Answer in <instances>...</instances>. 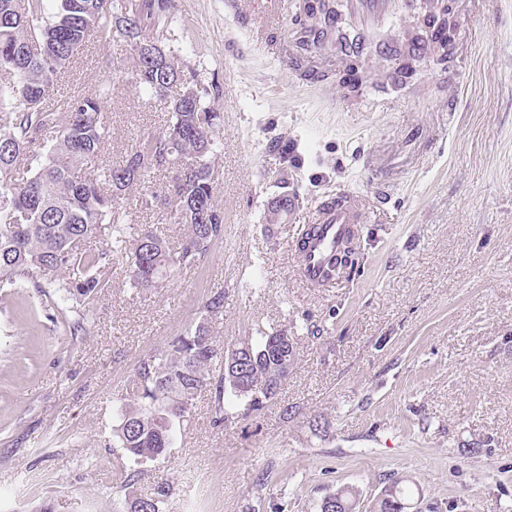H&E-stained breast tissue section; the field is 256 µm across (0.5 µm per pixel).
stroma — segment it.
I'll return each instance as SVG.
<instances>
[{"label": "stroma", "instance_id": "35a3bbf8", "mask_svg": "<svg viewBox=\"0 0 512 512\" xmlns=\"http://www.w3.org/2000/svg\"><path fill=\"white\" fill-rule=\"evenodd\" d=\"M226 0H175L169 45L211 90L223 145L214 159L224 238L167 287L134 288L113 257L107 288L78 332L35 288H0V512H112L125 497L112 424L140 358L167 347L225 291L224 343L285 330L296 360L275 399L249 411L216 391L193 402L162 461L160 512H320L343 487L369 512L404 480L410 512H512V0H447V60L404 84L341 50L304 57L305 13L272 25ZM89 38L55 101L101 87L124 160L164 100L139 98ZM303 209L348 188L366 210L358 266L319 291L294 275L293 228L259 224L271 190Z\"/></svg>", "mask_w": 512, "mask_h": 512}]
</instances>
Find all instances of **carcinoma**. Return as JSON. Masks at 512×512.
Instances as JSON below:
<instances>
[{"mask_svg": "<svg viewBox=\"0 0 512 512\" xmlns=\"http://www.w3.org/2000/svg\"><path fill=\"white\" fill-rule=\"evenodd\" d=\"M45 2L0 0V286L30 284L45 296L50 285L61 323L76 330L87 323L86 306L106 287L113 256L127 257L134 287L163 288L224 237L212 167L221 136L199 74L171 48L152 56L136 44L142 33L163 42L174 19L172 0H139L134 9L129 0H55L51 15ZM93 35L119 47L113 70L131 71L141 96L165 98L170 120L163 131L137 134L128 159L91 168L110 133L105 92L77 94L57 106L51 91ZM163 169L173 170L163 196L171 203L170 223L187 227L176 251L154 228L128 233L131 215L122 197L139 186L140 208L154 207L161 196L147 184ZM97 238L101 248L86 246ZM223 315L220 289L207 295L191 328L138 361L136 392L121 405L112 429V447L127 461L137 465L165 456L217 363L223 376L216 423L229 420L227 393L253 409L277 395L295 362L293 337L286 353L281 331L225 347L215 334ZM116 474L127 488L139 477L124 463L116 465ZM170 494L169 483L160 482L149 494L126 497L114 512H159ZM333 498L339 504L331 508L355 512L354 489ZM409 499V490L395 481L375 500L373 512H397L392 504Z\"/></svg>", "mask_w": 512, "mask_h": 512, "instance_id": "1", "label": "carcinoma"}]
</instances>
